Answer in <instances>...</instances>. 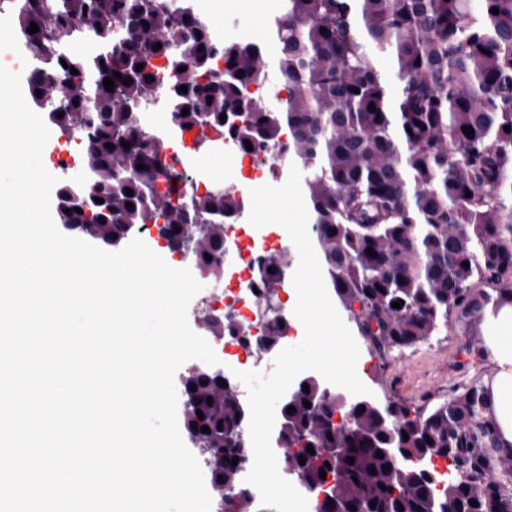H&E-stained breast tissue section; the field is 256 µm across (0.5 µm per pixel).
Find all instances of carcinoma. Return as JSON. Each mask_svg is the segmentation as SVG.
Masks as SVG:
<instances>
[{
  "mask_svg": "<svg viewBox=\"0 0 512 512\" xmlns=\"http://www.w3.org/2000/svg\"><path fill=\"white\" fill-rule=\"evenodd\" d=\"M5 3L30 60L29 102L59 136L82 132L87 175L58 185V223L82 226L109 249L129 228L153 224L182 237L183 255L215 277L224 224L240 202L222 185L190 183L167 135L197 129V150L227 137L246 154V142L274 149L286 132L326 281L371 352L385 358L425 343L454 311L476 317L492 297L479 286L512 274V0H483L478 12L471 0H285L273 37L277 85L288 96L275 111L249 95L266 79L265 49L217 39L190 0H0V9ZM161 89L172 104L164 131L140 118ZM291 265L287 248L259 256L256 277L270 290ZM290 326L273 313L258 345H278ZM196 389L204 418L192 429L224 434L219 508L257 512L242 481L252 455L244 404L226 387L224 407L212 406L205 385ZM274 442L282 473L298 478L321 512H512V451L500 447L482 385L423 413L353 401L303 377L283 400Z\"/></svg>",
  "mask_w": 512,
  "mask_h": 512,
  "instance_id": "obj_1",
  "label": "carcinoma"
}]
</instances>
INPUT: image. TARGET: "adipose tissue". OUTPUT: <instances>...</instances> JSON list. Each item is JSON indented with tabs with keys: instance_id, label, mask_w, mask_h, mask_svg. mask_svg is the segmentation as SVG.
I'll return each mask as SVG.
<instances>
[{
	"instance_id": "ef3b65f1",
	"label": "adipose tissue",
	"mask_w": 512,
	"mask_h": 512,
	"mask_svg": "<svg viewBox=\"0 0 512 512\" xmlns=\"http://www.w3.org/2000/svg\"><path fill=\"white\" fill-rule=\"evenodd\" d=\"M485 343L492 351L497 371L487 381L489 413L499 431L502 449L512 451V296L490 305L482 325Z\"/></svg>"
}]
</instances>
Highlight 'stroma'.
Wrapping results in <instances>:
<instances>
[{
    "mask_svg": "<svg viewBox=\"0 0 512 512\" xmlns=\"http://www.w3.org/2000/svg\"><path fill=\"white\" fill-rule=\"evenodd\" d=\"M283 13V0H262L261 8L225 5L219 35L235 40L247 38L266 50L269 86H276V51L272 40L275 20ZM367 364L362 381L372 390L374 402L395 400L417 409L443 402L458 388L483 384L491 377L494 364L482 337L480 326L451 318L448 328L426 344L401 355L380 359L361 349Z\"/></svg>",
    "mask_w": 512,
    "mask_h": 512,
    "instance_id": "35a3bbf8",
    "label": "stroma"
}]
</instances>
